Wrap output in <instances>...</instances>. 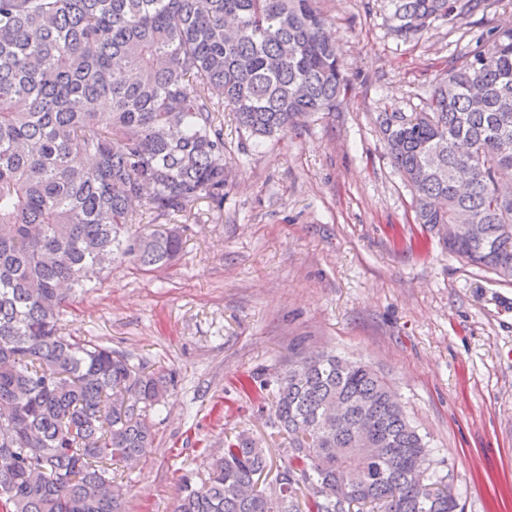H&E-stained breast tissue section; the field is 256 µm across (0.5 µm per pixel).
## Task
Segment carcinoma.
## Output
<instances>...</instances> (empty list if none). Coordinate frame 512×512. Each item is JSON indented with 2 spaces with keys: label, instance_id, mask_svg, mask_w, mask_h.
Instances as JSON below:
<instances>
[{
  "label": "carcinoma",
  "instance_id": "cac0c4a2",
  "mask_svg": "<svg viewBox=\"0 0 512 512\" xmlns=\"http://www.w3.org/2000/svg\"><path fill=\"white\" fill-rule=\"evenodd\" d=\"M319 0H0V512H122L112 463L152 447L175 376L65 332L70 295L115 262L180 254L189 206L224 208V112L257 148L346 95ZM471 0H396L400 33ZM415 223L512 281V26L491 31L419 112L379 113ZM288 439L276 483L259 441L224 437L174 512H456L387 382L332 353L239 381Z\"/></svg>",
  "mask_w": 512,
  "mask_h": 512
}]
</instances>
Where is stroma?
I'll list each match as a JSON object with an SVG mask.
<instances>
[{"label":"stroma","instance_id":"1","mask_svg":"<svg viewBox=\"0 0 512 512\" xmlns=\"http://www.w3.org/2000/svg\"><path fill=\"white\" fill-rule=\"evenodd\" d=\"M348 91L278 139L242 152L224 122V208L187 210L178 260L115 264L68 307L70 335L175 385L151 411L153 448L124 470V512H172L183 477L207 475L225 435L261 441L272 486L286 455L240 379L293 351L371 366L425 436L457 512H512V282L449 256L414 224L409 187L377 123L415 112L512 0L401 36L392 0H321Z\"/></svg>","mask_w":512,"mask_h":512}]
</instances>
